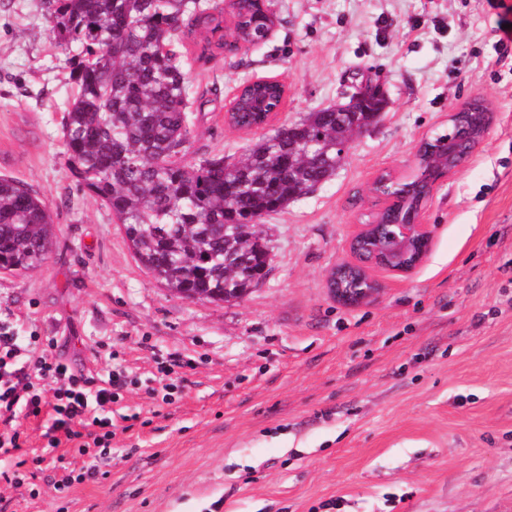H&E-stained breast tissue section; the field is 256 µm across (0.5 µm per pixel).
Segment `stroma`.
<instances>
[{
	"instance_id": "stroma-1",
	"label": "stroma",
	"mask_w": 512,
	"mask_h": 512,
	"mask_svg": "<svg viewBox=\"0 0 512 512\" xmlns=\"http://www.w3.org/2000/svg\"><path fill=\"white\" fill-rule=\"evenodd\" d=\"M262 44L185 60L195 99L186 158H240L262 130L229 127L240 85L275 77L286 126L380 85L388 105L335 174L263 217L269 272L240 301L171 295L137 261L111 211L67 162L64 115L76 45L43 0H0V176L42 200L45 263L0 272V325L74 366H131L106 451L42 456L40 420L0 472L7 512H512V0H268ZM482 98L495 121L442 178L413 272L347 307L325 286L351 238L386 205L380 173L413 170L448 114ZM177 386L154 399L160 371ZM97 463L96 479L56 488Z\"/></svg>"
}]
</instances>
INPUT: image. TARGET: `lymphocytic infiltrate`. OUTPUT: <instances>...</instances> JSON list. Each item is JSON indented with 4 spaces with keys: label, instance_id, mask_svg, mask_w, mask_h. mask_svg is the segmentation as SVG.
<instances>
[{
    "label": "lymphocytic infiltrate",
    "instance_id": "f902f5d3",
    "mask_svg": "<svg viewBox=\"0 0 512 512\" xmlns=\"http://www.w3.org/2000/svg\"><path fill=\"white\" fill-rule=\"evenodd\" d=\"M134 382L132 370L76 369L52 351L0 331V450L18 449L21 420L30 416L45 419L47 451L82 438L108 447L112 406Z\"/></svg>",
    "mask_w": 512,
    "mask_h": 512
}]
</instances>
